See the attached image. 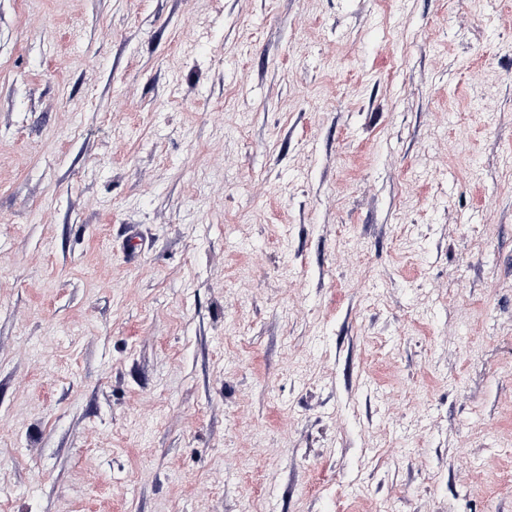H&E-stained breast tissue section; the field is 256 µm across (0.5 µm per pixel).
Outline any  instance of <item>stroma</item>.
Instances as JSON below:
<instances>
[{"instance_id": "35a3bbf8", "label": "stroma", "mask_w": 512, "mask_h": 512, "mask_svg": "<svg viewBox=\"0 0 512 512\" xmlns=\"http://www.w3.org/2000/svg\"><path fill=\"white\" fill-rule=\"evenodd\" d=\"M0 512H512V0H0Z\"/></svg>"}]
</instances>
